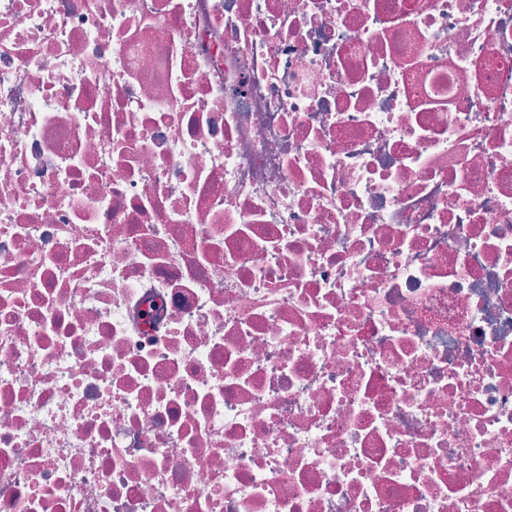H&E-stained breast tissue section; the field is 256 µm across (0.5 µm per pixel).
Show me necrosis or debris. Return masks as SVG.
Returning <instances> with one entry per match:
<instances>
[{
	"label": "necrosis or debris",
	"instance_id": "necrosis-or-debris-1",
	"mask_svg": "<svg viewBox=\"0 0 512 512\" xmlns=\"http://www.w3.org/2000/svg\"><path fill=\"white\" fill-rule=\"evenodd\" d=\"M0 512H512V0H0Z\"/></svg>",
	"mask_w": 512,
	"mask_h": 512
}]
</instances>
